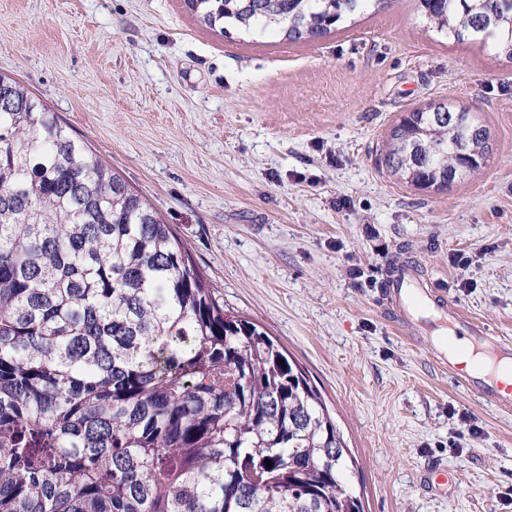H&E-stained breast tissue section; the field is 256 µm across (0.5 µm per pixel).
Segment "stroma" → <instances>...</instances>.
Wrapping results in <instances>:
<instances>
[{
	"label": "stroma",
	"mask_w": 512,
	"mask_h": 512,
	"mask_svg": "<svg viewBox=\"0 0 512 512\" xmlns=\"http://www.w3.org/2000/svg\"><path fill=\"white\" fill-rule=\"evenodd\" d=\"M0 73L153 203L224 298L321 392L364 512H512V413L468 396L379 293L390 265L512 340V60L387 0L291 41L186 0H0ZM474 112L482 167L421 191L377 163L431 103ZM463 253L468 267L451 258Z\"/></svg>",
	"instance_id": "1"
}]
</instances>
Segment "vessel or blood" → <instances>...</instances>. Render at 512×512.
<instances>
[{
	"mask_svg": "<svg viewBox=\"0 0 512 512\" xmlns=\"http://www.w3.org/2000/svg\"><path fill=\"white\" fill-rule=\"evenodd\" d=\"M381 297L400 309V325L406 330L447 329L449 338L470 337L477 351L492 363L512 365V343L488 335L484 325L465 314L458 305L446 301L432 282L421 279L411 265L398 267L387 279ZM442 363L455 375L466 392L500 412L512 411V383L472 368L456 356Z\"/></svg>",
	"mask_w": 512,
	"mask_h": 512,
	"instance_id": "vessel-or-blood-1",
	"label": "vessel or blood"
}]
</instances>
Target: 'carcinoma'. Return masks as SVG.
Masks as SVG:
<instances>
[{
  "mask_svg": "<svg viewBox=\"0 0 512 512\" xmlns=\"http://www.w3.org/2000/svg\"><path fill=\"white\" fill-rule=\"evenodd\" d=\"M512 60V0H418ZM202 20L330 32L384 0H188ZM416 109L383 162L448 187L487 128ZM320 392L224 298L159 212L0 75V512H363ZM273 462L266 467L265 460Z\"/></svg>",
  "mask_w": 512,
  "mask_h": 512,
  "instance_id": "cac0c4a2",
  "label": "carcinoma"
}]
</instances>
